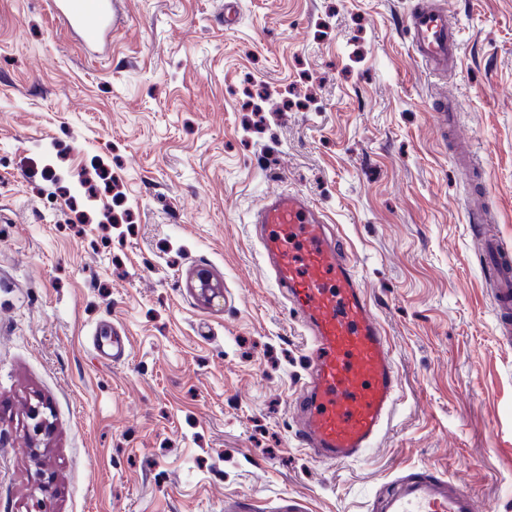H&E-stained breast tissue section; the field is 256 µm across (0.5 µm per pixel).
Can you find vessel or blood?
I'll use <instances>...</instances> for the list:
<instances>
[{
	"mask_svg": "<svg viewBox=\"0 0 512 512\" xmlns=\"http://www.w3.org/2000/svg\"><path fill=\"white\" fill-rule=\"evenodd\" d=\"M49 11L89 51L108 57L123 23L116 0H48ZM407 30L421 63L454 72L459 30L438 7L414 12ZM261 251L275 287L299 314L312 347L309 379L297 399L298 441L315 458L344 464L374 448L400 400L390 339L361 287L357 260L324 214L298 192L267 194L255 216ZM485 277L492 284L499 332L512 346V251L482 233ZM377 512H478L474 496L425 466L396 476L375 499Z\"/></svg>",
	"mask_w": 512,
	"mask_h": 512,
	"instance_id": "vessel-or-blood-1",
	"label": "vessel or blood"
}]
</instances>
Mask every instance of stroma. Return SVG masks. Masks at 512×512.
Instances as JSON below:
<instances>
[{"instance_id": "35a3bbf8", "label": "stroma", "mask_w": 512, "mask_h": 512, "mask_svg": "<svg viewBox=\"0 0 512 512\" xmlns=\"http://www.w3.org/2000/svg\"><path fill=\"white\" fill-rule=\"evenodd\" d=\"M124 0L87 58L44 0H0V512H372L431 466L512 512V347L467 219L512 246V0ZM445 8L455 74L416 60L409 15ZM482 169L458 171L442 95ZM298 190L339 227L402 392L367 459L298 445L311 347L251 214ZM222 297L201 304L189 275ZM122 336L99 358L93 338ZM54 477L36 485L28 405ZM463 110L462 102L454 97H444L441 101L439 112L441 120L448 123V135L451 139L456 140V131L458 127V119L460 112ZM189 288L207 304H210L220 295L218 282L204 269H200L192 275L189 281ZM43 406L31 405L28 408L27 423L28 431L30 432L31 439L38 440V437H49L53 430V423L43 411Z\"/></svg>"}]
</instances>
